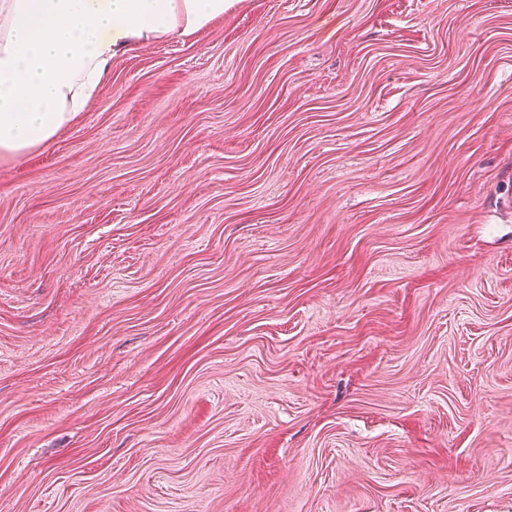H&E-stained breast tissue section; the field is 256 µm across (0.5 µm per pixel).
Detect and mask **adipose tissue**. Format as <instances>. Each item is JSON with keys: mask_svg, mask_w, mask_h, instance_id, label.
<instances>
[{"mask_svg": "<svg viewBox=\"0 0 512 512\" xmlns=\"http://www.w3.org/2000/svg\"><path fill=\"white\" fill-rule=\"evenodd\" d=\"M226 0H0V162L48 145L96 96L115 56L187 37Z\"/></svg>", "mask_w": 512, "mask_h": 512, "instance_id": "ef3b65f1", "label": "adipose tissue"}]
</instances>
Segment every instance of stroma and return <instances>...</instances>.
<instances>
[{"mask_svg":"<svg viewBox=\"0 0 512 512\" xmlns=\"http://www.w3.org/2000/svg\"><path fill=\"white\" fill-rule=\"evenodd\" d=\"M0 512H512V0H228L0 163Z\"/></svg>","mask_w":512,"mask_h":512,"instance_id":"stroma-1","label":"stroma"}]
</instances>
